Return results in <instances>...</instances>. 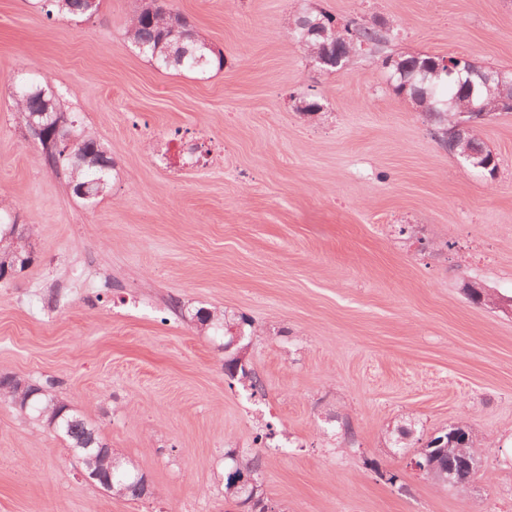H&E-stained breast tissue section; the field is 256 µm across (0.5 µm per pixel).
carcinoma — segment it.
Listing matches in <instances>:
<instances>
[{"label":"carcinoma","instance_id":"cac0c4a2","mask_svg":"<svg viewBox=\"0 0 512 512\" xmlns=\"http://www.w3.org/2000/svg\"><path fill=\"white\" fill-rule=\"evenodd\" d=\"M37 8L47 18L69 15L72 19L90 16L85 10V0H36ZM127 38L131 47L147 57L159 70H185L204 74L211 68L224 67V54L213 50L208 43L198 38L188 27L180 14L175 12L169 0L155 2L136 11L127 27ZM288 36L310 59H324L321 68L342 69L348 66L360 51L380 52L390 41V30H383L374 23L370 26L352 18L336 25V17L326 11H305L288 22ZM434 56L402 57L387 55L382 63L388 64L389 80L393 90L399 95H419L416 102L433 119L437 126L439 140L448 148L452 143L448 137L450 125L445 123L449 112H467L479 108L473 116L474 125L465 135L466 148L480 155L490 164L487 173L494 175L498 160L486 149L479 137L476 125L494 112H512L505 108L496 94H491L479 86L475 75L478 70L472 61L455 56L448 57L450 74L440 73L434 77ZM12 112L17 122L24 126L36 112L62 109L59 99L53 98V90L43 78H32L26 74L17 77L12 91ZM111 160L105 156L96 138L85 134L81 129L74 131L70 143L63 146L52 170L65 178L66 182L89 183L96 179L108 180ZM19 267L18 255L11 250L9 242L0 237V282L11 279ZM197 321L213 329L222 331L225 316L221 312L199 310ZM224 372L248 386L252 394H260L263 385L253 370L236 368L235 361L224 358ZM56 382L47 378L31 384L15 376L0 388V401L14 405L22 413L33 415L40 423L56 421V433L76 452L90 444L96 448L102 440L95 428L55 394ZM448 437L442 432L431 438L421 449L417 462H423L437 471L438 480L446 475L440 472L446 464L444 448L435 446L436 441ZM227 463L224 467V494L239 505H246L247 493L237 484V479L248 476L257 482L255 497L265 495L261 484V460L257 454L239 453L229 449L224 453ZM95 484L110 490V494L127 500H137L142 496L140 485L131 477L114 473L106 461L101 462L99 479Z\"/></svg>","mask_w":512,"mask_h":512}]
</instances>
